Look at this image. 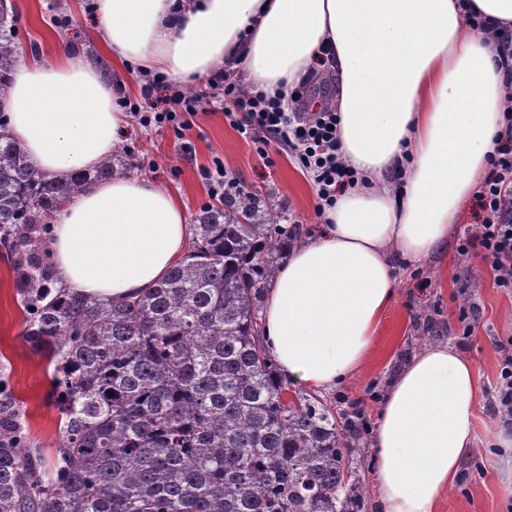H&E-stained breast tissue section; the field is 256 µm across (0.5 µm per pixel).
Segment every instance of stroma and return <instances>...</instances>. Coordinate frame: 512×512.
Listing matches in <instances>:
<instances>
[{
    "instance_id": "obj_1",
    "label": "stroma",
    "mask_w": 512,
    "mask_h": 512,
    "mask_svg": "<svg viewBox=\"0 0 512 512\" xmlns=\"http://www.w3.org/2000/svg\"><path fill=\"white\" fill-rule=\"evenodd\" d=\"M18 13L21 52L50 44L58 52L82 53L106 77L122 80L127 97L141 96L142 79L134 64L112 65L96 36L98 20L89 0H13ZM63 14L71 24H55ZM194 93L207 100L196 124L187 133L192 153H184L173 132L131 124L118 155L127 149L153 160L147 174L177 194L188 216L211 204L200 169L220 156L229 175L241 179L246 192L275 204L285 224L298 225L303 240L314 238L321 219L311 183L290 162L282 148L261 159L224 118L208 82L192 84ZM476 201H468L443 250L418 266L393 262L397 288L378 328L372 353L364 369L350 381L323 391L321 397L342 413L362 409L369 423H376L390 380L422 350L449 344L475 366L480 396L475 411V431L480 443L467 460L457 482L441 499L440 512H512V473L503 460L512 450L498 446L500 430H512V421L497 414L487 393L499 372L498 342L512 337V293L496 288L488 262L482 256H461L458 235L479 220ZM474 302L480 316L471 335L460 330L459 309ZM25 321L20 308L18 278L4 250L0 249V382L4 392L21 405L20 420L31 446L53 456L59 441V413L49 396L53 371L47 358L34 352L23 339Z\"/></svg>"
}]
</instances>
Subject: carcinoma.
Returning a JSON list of instances; mask_svg holds the SVG:
<instances>
[{
    "instance_id": "carcinoma-1",
    "label": "carcinoma",
    "mask_w": 512,
    "mask_h": 512,
    "mask_svg": "<svg viewBox=\"0 0 512 512\" xmlns=\"http://www.w3.org/2000/svg\"><path fill=\"white\" fill-rule=\"evenodd\" d=\"M0 0V87L19 58ZM0 110V246L15 255L25 340L50 356L63 426L51 463L0 406V512H362L343 413L288 396L259 334V303L298 243L243 196L195 217L192 247L156 288L120 301L74 293L40 253L60 201L129 175L104 160L52 180Z\"/></svg>"
}]
</instances>
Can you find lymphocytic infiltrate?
Listing matches in <instances>:
<instances>
[{"mask_svg":"<svg viewBox=\"0 0 512 512\" xmlns=\"http://www.w3.org/2000/svg\"><path fill=\"white\" fill-rule=\"evenodd\" d=\"M209 85L228 103L225 119L253 144L261 158H268L272 145L287 147L291 161L315 189L318 213L333 208L339 192L359 183L357 172L338 153L336 110L309 108L313 94L330 96V88L302 81L284 100L258 88H242L238 81L220 72L211 77ZM165 87L170 90L168 108L150 111L147 99ZM119 105L139 125L169 129L181 136L201 111L202 100L170 85L164 74L154 73L145 76L139 102L123 97ZM503 117L504 129L495 141L488 173L477 191L481 220L475 233L460 237L457 251L466 256L472 250H480L495 286L512 291V106L507 107Z\"/></svg>","mask_w":512,"mask_h":512,"instance_id":"lymphocytic-infiltrate-1","label":"lymphocytic infiltrate"}]
</instances>
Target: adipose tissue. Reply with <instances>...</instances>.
Returning <instances> with one entry per match:
<instances>
[{
  "mask_svg": "<svg viewBox=\"0 0 512 512\" xmlns=\"http://www.w3.org/2000/svg\"><path fill=\"white\" fill-rule=\"evenodd\" d=\"M467 6L486 28L466 23ZM96 14L112 62L180 84L224 71L285 97L333 50L339 151L368 184L339 195L323 231L289 251L262 336L291 381L350 380L395 294L393 258L418 265L441 250L489 168L506 91L491 37L512 28V0H97ZM124 87L83 55L36 51L0 88V107L30 160L59 178L100 165L122 142ZM51 224L56 277L101 298L152 288L188 237L184 204L142 175L86 185ZM477 402L475 369L451 346L400 370L374 434L378 512H439L474 450Z\"/></svg>",
  "mask_w": 512,
  "mask_h": 512,
  "instance_id": "ef3b65f1",
  "label": "adipose tissue"
}]
</instances>
